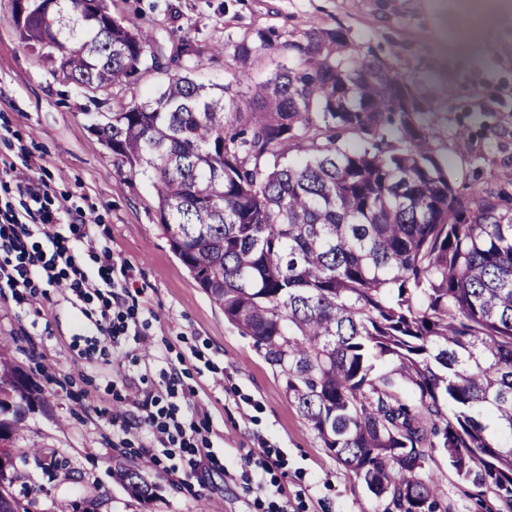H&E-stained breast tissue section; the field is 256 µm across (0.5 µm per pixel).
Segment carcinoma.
Here are the masks:
<instances>
[{
    "mask_svg": "<svg viewBox=\"0 0 512 512\" xmlns=\"http://www.w3.org/2000/svg\"><path fill=\"white\" fill-rule=\"evenodd\" d=\"M15 29L53 76L112 93L94 131L151 182L174 253L386 512H437L421 474L435 452L512 512V194L454 189L392 65L316 28L242 92L197 82L186 40L180 72L132 103L115 89L160 68L162 48L110 20L107 0H31ZM271 43L259 32L235 55L245 65ZM346 132L367 147L338 145ZM8 352L1 339L0 443L35 402ZM112 478L155 495L119 458ZM17 480L0 469V512H34Z\"/></svg>",
    "mask_w": 512,
    "mask_h": 512,
    "instance_id": "obj_1",
    "label": "carcinoma"
}]
</instances>
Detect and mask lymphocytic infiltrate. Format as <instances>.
I'll use <instances>...</instances> for the list:
<instances>
[{"instance_id": "obj_1", "label": "lymphocytic infiltrate", "mask_w": 512, "mask_h": 512, "mask_svg": "<svg viewBox=\"0 0 512 512\" xmlns=\"http://www.w3.org/2000/svg\"><path fill=\"white\" fill-rule=\"evenodd\" d=\"M8 177L20 198V208L5 205L0 209V275L12 288L33 289L41 284H68L77 300L83 301L90 293L102 288H114L111 278L96 277L80 267L76 260V251L80 248L95 249L96 244L80 227L88 223L86 213L79 212L69 219L70 230L76 231L75 241H68L53 226L59 221L56 213L49 211L45 205L48 198V183L35 175L17 173L9 170ZM42 235L44 244L37 255H26L23 238L32 234ZM130 392L131 407L122 414L125 429L149 424L152 429L153 443L145 454L150 459H157L159 450L169 445L182 443L189 445L194 440L198 429L195 424H182L176 414H168L160 420L147 414V403L142 400L141 389L134 380H126Z\"/></svg>"}]
</instances>
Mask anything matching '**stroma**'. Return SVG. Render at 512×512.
<instances>
[{
    "instance_id": "35a3bbf8",
    "label": "stroma",
    "mask_w": 512,
    "mask_h": 512,
    "mask_svg": "<svg viewBox=\"0 0 512 512\" xmlns=\"http://www.w3.org/2000/svg\"><path fill=\"white\" fill-rule=\"evenodd\" d=\"M113 17L150 32L164 57L182 41L202 50L198 79L221 85L248 74L270 77L278 47L241 65L235 47L256 32L280 40L312 28L342 30L350 48L394 66L420 88L423 121L460 193L502 187L512 169V0H111ZM0 0V168L29 169L50 183L49 210L84 211L98 253L79 252L90 272L111 253L114 279H125L138 337L118 343L83 335V311L67 285L33 296L0 288V339L22 379L40 390L12 444L38 512L76 501L96 512H383L378 499L323 448L289 398L283 377L250 337L224 318L170 248L151 183L118 167L91 128L106 111L55 78L19 40ZM153 398L151 412L192 404L210 458L192 473L189 450L172 447L145 465L150 435L114 425L126 406L124 377ZM54 450L55 465L35 463L30 447ZM145 466L151 501L131 497L112 478L113 458ZM441 512H484L485 488L462 480L446 456L426 457Z\"/></svg>"
}]
</instances>
